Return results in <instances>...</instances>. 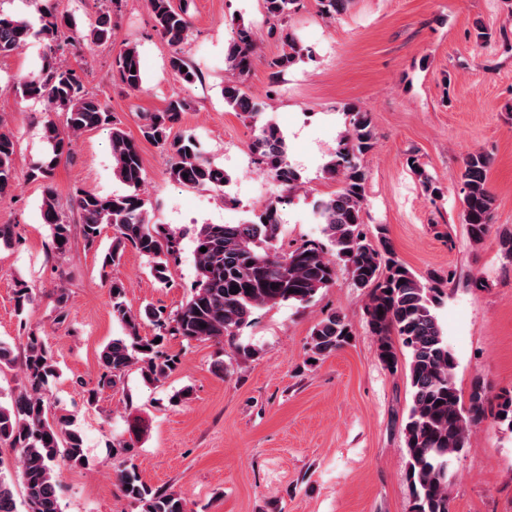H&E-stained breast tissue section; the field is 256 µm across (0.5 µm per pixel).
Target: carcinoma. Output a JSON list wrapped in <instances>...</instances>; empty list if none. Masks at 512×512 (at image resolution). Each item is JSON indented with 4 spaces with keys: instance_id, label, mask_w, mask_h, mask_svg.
Instances as JSON below:
<instances>
[{
    "instance_id": "obj_1",
    "label": "carcinoma",
    "mask_w": 512,
    "mask_h": 512,
    "mask_svg": "<svg viewBox=\"0 0 512 512\" xmlns=\"http://www.w3.org/2000/svg\"><path fill=\"white\" fill-rule=\"evenodd\" d=\"M268 20L284 23L301 0H262ZM156 31L172 47L169 67L184 84L198 78L181 54L180 46L190 30V0H149ZM41 26L34 30L23 19L0 12V56L22 49L33 36L47 43L38 72L16 83L23 99H43L49 111L66 115L65 126L49 120L43 137L51 153L31 170V178L46 182L41 218L51 230L50 253L60 258L70 249L72 224L60 211L56 195L47 184L58 157L70 152L74 137L104 125L112 126V171L128 191L124 194H96L80 191L76 208L85 244L93 247L104 227L112 228V245L102 256V268L119 264L128 247L145 257L151 275L167 282L171 263L181 251L182 234L148 218L147 200L142 193L144 168L137 143L115 122L106 105L85 90L80 73L57 62L60 43L75 45L84 39L74 18L59 14L52 6L40 13ZM112 11L98 15L91 37L99 42L112 38ZM282 54L267 62L271 79L277 80L300 55L294 35L281 33ZM257 60L250 29L240 28L224 54V64L236 79L224 84V105L255 123L250 145L254 161L284 191L292 194L303 187L301 176L288 163V146L282 130L272 122L258 123L263 103L244 89L245 77ZM123 87L138 92L143 87L140 52L127 46L114 59ZM192 101L179 94L171 97L160 112L151 113L141 129L145 140L159 144L171 155L169 175L173 182L191 188L222 191L229 181L224 168L200 154L191 139H169L171 129ZM348 128L339 142L335 158L324 169L337 190L321 200L315 211L323 225L324 243L305 241L291 251L276 246L280 230V205L285 197L269 200L254 218L238 224H202L194 229L196 280L188 300L172 313L148 307L144 316L131 313L125 305L126 285L114 277L110 282L112 315L122 324L125 337L112 340L100 354L102 373L98 385L114 388L125 373L139 366L148 383L159 382L175 369L177 359L165 352L168 338L186 342L232 339L252 312L281 302L309 303L322 289L335 283L336 266L343 265L353 287L366 292L365 316L370 331L378 336L377 355L388 368L398 364L392 337L396 336L409 354L412 402L403 425L406 448V477L412 488L409 512H450L451 466L463 451L469 431L486 418L490 405L487 386L481 378L472 384L468 403H463L453 381L455 361L448 350L434 309L439 289L419 281L398 259L385 239L373 241L364 230L365 186L369 171L364 158L373 151L376 134L368 112L346 107ZM16 141L9 131L0 130V202L11 197L13 157ZM407 164L424 193L436 199L442 188L411 155ZM490 156L482 151L462 159L461 218L468 226L470 240L479 244L489 233L496 199L488 186ZM206 252H200V248ZM239 287V291L232 287ZM15 311L23 314L34 297L27 287L14 292ZM68 296L64 288L54 293L55 321L67 318ZM155 327L151 336L140 334L141 320ZM352 326L338 312L327 314L310 334L311 359L329 355L347 344ZM56 369L52 352L40 336L27 335L22 359V379L11 391L7 403L0 402V446L18 453L23 478L22 505H17L11 482L0 473V512H61L58 471L61 466L79 465L86 457L84 438L68 418L48 420L44 392ZM496 419L512 429V394L499 397ZM116 478L125 497L139 504L141 512H185L182 498L174 492L148 487L135 470L117 467Z\"/></svg>"
}]
</instances>
